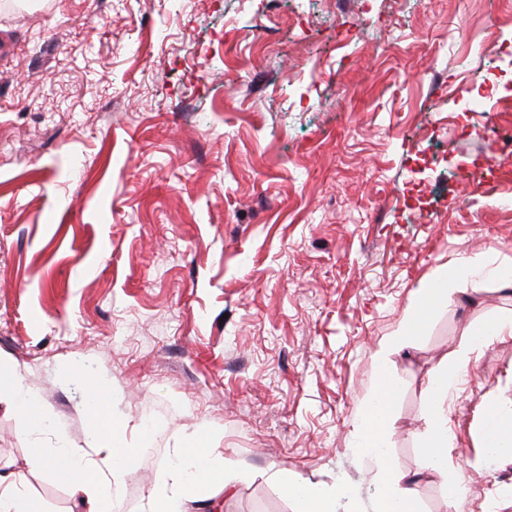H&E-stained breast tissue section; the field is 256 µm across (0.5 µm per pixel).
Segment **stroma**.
Returning a JSON list of instances; mask_svg holds the SVG:
<instances>
[{
    "label": "stroma",
    "instance_id": "35a3bbf8",
    "mask_svg": "<svg viewBox=\"0 0 512 512\" xmlns=\"http://www.w3.org/2000/svg\"><path fill=\"white\" fill-rule=\"evenodd\" d=\"M490 0H0V370L43 399L28 434L0 403V471L42 512H85L33 446L94 464L90 382L135 450L121 512L201 437L230 495L195 486L185 512H295L286 482L342 484L336 512L379 494L353 447L373 354L434 270L512 264L503 99L452 110L502 70ZM512 315L481 283L436 306L392 357L387 454L419 469L426 389L469 331ZM72 374H65V366ZM512 409V340L478 354L448 400L466 491L415 487L423 512H485L512 459L483 455L489 404Z\"/></svg>",
    "mask_w": 512,
    "mask_h": 512
}]
</instances>
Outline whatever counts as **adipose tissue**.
<instances>
[{
  "label": "adipose tissue",
  "mask_w": 512,
  "mask_h": 512,
  "mask_svg": "<svg viewBox=\"0 0 512 512\" xmlns=\"http://www.w3.org/2000/svg\"><path fill=\"white\" fill-rule=\"evenodd\" d=\"M486 278L496 279L503 289H510L512 266L491 267L475 259L444 264L438 274L421 287L415 304L405 312L399 329L380 343L374 354L380 381L362 407L361 420L355 432L358 453L371 459V477L379 488L374 512H421L420 502L411 488L415 476L400 472L385 452L394 432L392 406L396 385L388 372L390 359L424 331L426 318L436 305L457 297L461 284ZM505 338H512V316L482 324L474 330L472 338L459 345L451 364L439 366L430 383L422 416L421 435L425 451L418 474L439 476L441 487L447 492V501H455V493L462 481V471L453 465L451 458L455 437L448 426V397L461 373L467 371L481 348ZM0 398L23 420L28 432L38 433L47 429L49 413L45 404L24 387L17 374L0 373ZM108 400L109 395L104 388L91 385L85 417L102 442L100 452L104 456L105 468H97L68 448L51 452L38 448L34 451L37 458L51 460L57 470H71L70 484L80 495L85 512H112L113 501L106 488L120 476L132 453L111 423ZM212 470L209 455L198 451L196 439H189L182 458L169 471L167 481L159 484L153 492L156 512H182L187 490L198 481L209 479Z\"/></svg>",
  "instance_id": "obj_1"
}]
</instances>
